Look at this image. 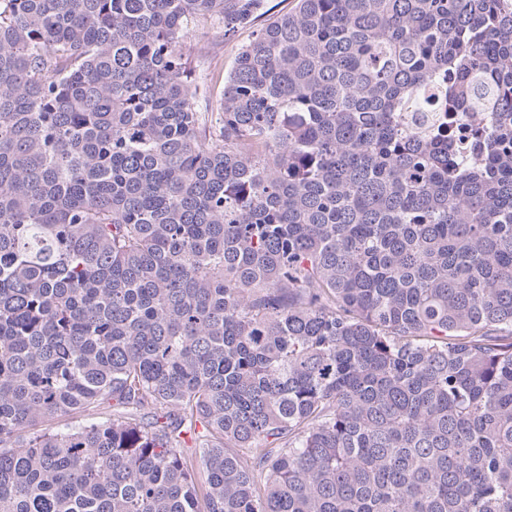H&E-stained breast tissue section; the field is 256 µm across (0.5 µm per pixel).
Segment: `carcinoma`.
<instances>
[{
	"instance_id": "cac0c4a2",
	"label": "carcinoma",
	"mask_w": 512,
	"mask_h": 512,
	"mask_svg": "<svg viewBox=\"0 0 512 512\" xmlns=\"http://www.w3.org/2000/svg\"><path fill=\"white\" fill-rule=\"evenodd\" d=\"M265 6L0 0V512H512V0ZM293 4V0H267L266 9L269 11L265 15L225 38L224 29L217 24L191 31L184 39L181 52L190 64L192 77L197 82H208L214 69L227 72L241 47L277 16L287 13Z\"/></svg>"
}]
</instances>
